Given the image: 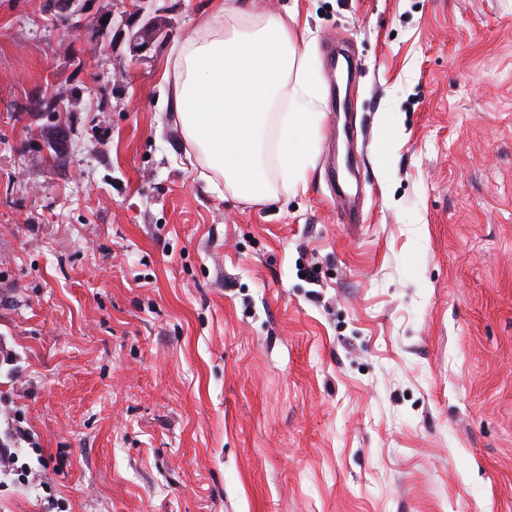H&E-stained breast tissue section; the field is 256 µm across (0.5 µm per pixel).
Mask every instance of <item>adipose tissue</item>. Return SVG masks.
I'll return each mask as SVG.
<instances>
[{"mask_svg":"<svg viewBox=\"0 0 512 512\" xmlns=\"http://www.w3.org/2000/svg\"><path fill=\"white\" fill-rule=\"evenodd\" d=\"M295 11L272 16L261 0H215L193 36L175 53L164 96L180 127L185 154L212 188L228 187L239 199L258 202L276 193L265 162L274 141L278 166L294 184L313 164L304 133L321 109L313 81L310 44L288 27ZM292 109L278 111L282 97Z\"/></svg>","mask_w":512,"mask_h":512,"instance_id":"obj_1","label":"adipose tissue"}]
</instances>
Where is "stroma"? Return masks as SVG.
Wrapping results in <instances>:
<instances>
[{"label": "stroma", "instance_id": "stroma-1", "mask_svg": "<svg viewBox=\"0 0 512 512\" xmlns=\"http://www.w3.org/2000/svg\"><path fill=\"white\" fill-rule=\"evenodd\" d=\"M209 2L0 0V512H512V0H263L324 112L260 203L162 104ZM336 206L346 224H358L360 216L351 206V194L348 186L341 183L336 175Z\"/></svg>", "mask_w": 512, "mask_h": 512}]
</instances>
